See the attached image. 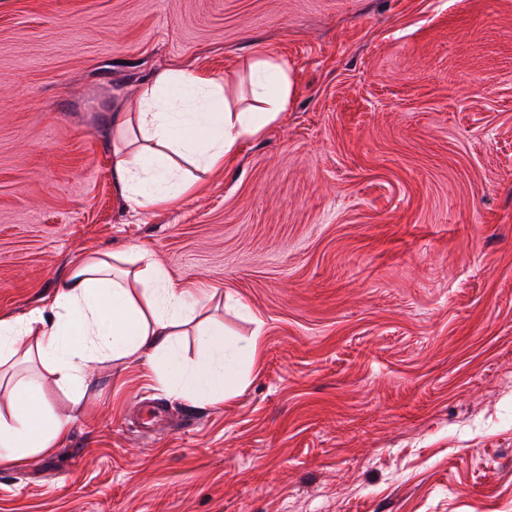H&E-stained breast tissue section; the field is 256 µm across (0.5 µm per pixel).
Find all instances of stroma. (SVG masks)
Segmentation results:
<instances>
[{"label": "stroma", "instance_id": "obj_1", "mask_svg": "<svg viewBox=\"0 0 512 512\" xmlns=\"http://www.w3.org/2000/svg\"><path fill=\"white\" fill-rule=\"evenodd\" d=\"M258 52L285 111L127 207L120 97L190 68L247 106ZM132 245L261 358L218 405L16 361L0 415L33 379L67 436L0 463V512H512V0H0V317Z\"/></svg>", "mask_w": 512, "mask_h": 512}]
</instances>
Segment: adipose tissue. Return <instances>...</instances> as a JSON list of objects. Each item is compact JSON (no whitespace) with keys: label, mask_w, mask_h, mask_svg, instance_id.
Instances as JSON below:
<instances>
[{"label":"adipose tissue","mask_w":512,"mask_h":512,"mask_svg":"<svg viewBox=\"0 0 512 512\" xmlns=\"http://www.w3.org/2000/svg\"><path fill=\"white\" fill-rule=\"evenodd\" d=\"M257 102L249 110L229 105L223 79L170 70L142 82L134 98L113 114L112 180L138 209L166 208L194 186L179 163L191 157L203 170L223 168L240 142L276 121L295 94L286 64L252 57ZM135 268L121 269L117 255L91 251L56 285L50 309L0 318V364L16 355L39 357L65 387L82 386L98 359L147 356L162 388L205 404L223 402L241 381L240 363H256L258 338L227 349L222 323L203 316L211 288L175 287L143 249ZM195 329L201 356L183 360L179 338ZM14 413L0 416V462L50 452L67 434L65 422L45 406L33 381L14 388Z\"/></svg>","instance_id":"ef3b65f1"}]
</instances>
